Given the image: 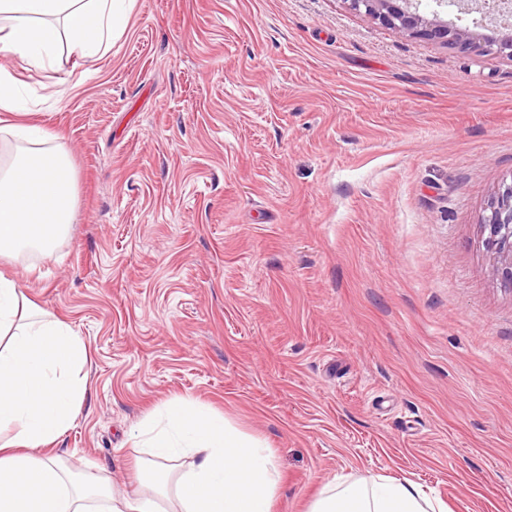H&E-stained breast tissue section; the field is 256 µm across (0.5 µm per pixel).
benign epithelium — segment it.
Masks as SVG:
<instances>
[{
  "label": "benign epithelium",
  "mask_w": 512,
  "mask_h": 512,
  "mask_svg": "<svg viewBox=\"0 0 512 512\" xmlns=\"http://www.w3.org/2000/svg\"><path fill=\"white\" fill-rule=\"evenodd\" d=\"M353 9L364 10L378 23L413 37L441 43L449 48L469 52L496 51L512 57V40L486 42L475 31L448 26L438 14L428 17L418 10L414 0H349ZM482 19L512 25V0H483ZM488 231L487 245L495 255L494 272L512 287V181L502 182L487 205L482 219Z\"/></svg>",
  "instance_id": "obj_1"
}]
</instances>
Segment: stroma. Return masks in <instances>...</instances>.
Here are the masks:
<instances>
[{
	"instance_id": "1",
	"label": "stroma",
	"mask_w": 512,
	"mask_h": 512,
	"mask_svg": "<svg viewBox=\"0 0 512 512\" xmlns=\"http://www.w3.org/2000/svg\"><path fill=\"white\" fill-rule=\"evenodd\" d=\"M0 64L75 171L53 256L0 261L88 348L67 465L136 492L129 432L180 397L272 448L276 512L339 474L512 512V289L480 226L511 57L348 0H135L101 58Z\"/></svg>"
}]
</instances>
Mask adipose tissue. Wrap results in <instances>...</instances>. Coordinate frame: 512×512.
<instances>
[{
	"label": "adipose tissue",
	"instance_id": "obj_1",
	"mask_svg": "<svg viewBox=\"0 0 512 512\" xmlns=\"http://www.w3.org/2000/svg\"><path fill=\"white\" fill-rule=\"evenodd\" d=\"M135 0H0V53L27 69L54 67L61 50L94 59L124 33ZM15 144L0 165V257L52 255L75 221V174L56 134L7 124ZM84 341L0 273V512H274L281 475L271 448L223 415L165 402L133 438L141 494L115 492L102 474L71 470L55 444L87 394ZM309 512H448L409 479L339 475Z\"/></svg>",
	"mask_w": 512,
	"mask_h": 512
}]
</instances>
